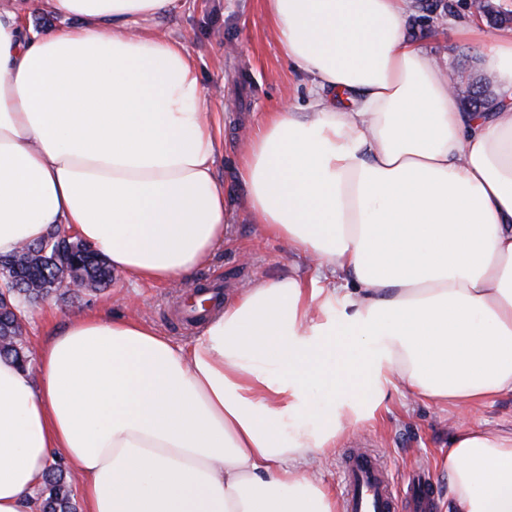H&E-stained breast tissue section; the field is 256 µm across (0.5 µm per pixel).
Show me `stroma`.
Masks as SVG:
<instances>
[{"mask_svg": "<svg viewBox=\"0 0 512 512\" xmlns=\"http://www.w3.org/2000/svg\"><path fill=\"white\" fill-rule=\"evenodd\" d=\"M422 4L423 0H410L413 37L438 58L444 71L489 78L490 67L479 48L457 40L447 22H424ZM158 29L184 41L195 56L207 109L224 130L216 175L228 191L230 224L223 247L198 268L194 284H221L228 298L270 278L305 272L304 263L286 243L263 236L252 224L235 180L236 159L253 134L257 115L288 100H305L307 95L302 73L284 56L266 17L264 0H181L179 9L161 20ZM181 309L178 285H134L119 273L99 293L50 298L30 307L25 338L30 350H37L64 317L100 311L149 320L166 336L183 343L196 329L183 321ZM388 405L381 419L365 422L337 440L335 450L320 466L323 481L341 488V457L346 449L362 443L385 460L397 495H404L414 471H424L436 493L435 512H445L448 475L436 460L448 447L454 416L440 406L412 400L395 390Z\"/></svg>", "mask_w": 512, "mask_h": 512, "instance_id": "obj_1", "label": "stroma"}]
</instances>
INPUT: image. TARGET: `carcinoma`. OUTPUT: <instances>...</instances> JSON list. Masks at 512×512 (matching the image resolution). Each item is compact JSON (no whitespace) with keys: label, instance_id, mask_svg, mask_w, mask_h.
<instances>
[{"label":"carcinoma","instance_id":"cac0c4a2","mask_svg":"<svg viewBox=\"0 0 512 512\" xmlns=\"http://www.w3.org/2000/svg\"><path fill=\"white\" fill-rule=\"evenodd\" d=\"M113 272L103 258L81 241L56 230L42 241L27 243L0 257V358L29 367L23 338V320L33 304L57 294L63 281L86 291H100L112 282ZM37 512H76L74 496L63 476V466L51 464L36 499Z\"/></svg>","mask_w":512,"mask_h":512}]
</instances>
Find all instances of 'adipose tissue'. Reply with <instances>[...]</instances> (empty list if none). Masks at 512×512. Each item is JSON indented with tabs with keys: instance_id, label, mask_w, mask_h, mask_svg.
<instances>
[{
	"instance_id": "1",
	"label": "adipose tissue",
	"mask_w": 512,
	"mask_h": 512,
	"mask_svg": "<svg viewBox=\"0 0 512 512\" xmlns=\"http://www.w3.org/2000/svg\"><path fill=\"white\" fill-rule=\"evenodd\" d=\"M179 0L0 10V256L63 227L142 284L189 281L224 243L221 141ZM305 102L262 113L238 159L259 231L309 261L227 300L185 344L75 314L36 373L0 359V512H30L53 452L83 512H338L309 464L389 390L468 414L448 512H512V29L455 21L499 87L464 111L407 0H265ZM479 418L489 426L504 431L512 430V396H505L486 405Z\"/></svg>"
}]
</instances>
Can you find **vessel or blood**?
<instances>
[{"label": "vessel or blood", "mask_w": 512, "mask_h": 512, "mask_svg": "<svg viewBox=\"0 0 512 512\" xmlns=\"http://www.w3.org/2000/svg\"><path fill=\"white\" fill-rule=\"evenodd\" d=\"M343 512H396L393 479L382 459L361 447L342 457ZM416 492L410 497L411 512H428L434 495L421 475H413Z\"/></svg>", "instance_id": "b4317fda"}]
</instances>
